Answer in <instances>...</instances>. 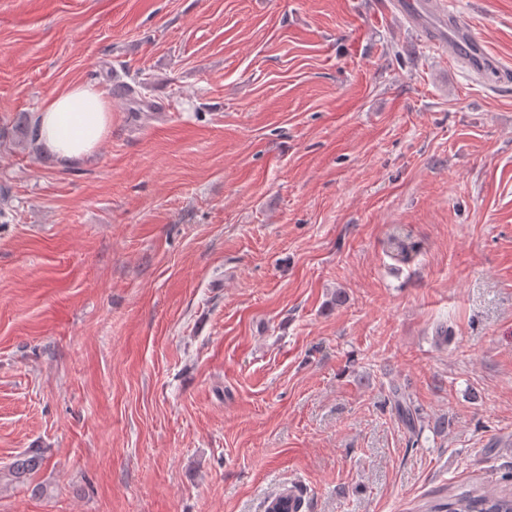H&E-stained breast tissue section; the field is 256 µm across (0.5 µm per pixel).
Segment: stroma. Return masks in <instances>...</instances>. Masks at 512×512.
Listing matches in <instances>:
<instances>
[{"label":"stroma","instance_id":"1","mask_svg":"<svg viewBox=\"0 0 512 512\" xmlns=\"http://www.w3.org/2000/svg\"><path fill=\"white\" fill-rule=\"evenodd\" d=\"M455 14L487 77L394 0H0V512L512 489V0ZM75 84L66 166L18 117ZM111 105L87 85L51 96L36 115L37 143L65 165L93 160L111 128ZM45 460V456L37 450H31L28 453L18 457L10 466L8 475L17 481H23V478L32 470L40 467Z\"/></svg>","mask_w":512,"mask_h":512}]
</instances>
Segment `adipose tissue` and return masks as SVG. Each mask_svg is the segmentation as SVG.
I'll list each match as a JSON object with an SVG mask.
<instances>
[{"instance_id":"ef3b65f1","label":"adipose tissue","mask_w":512,"mask_h":512,"mask_svg":"<svg viewBox=\"0 0 512 512\" xmlns=\"http://www.w3.org/2000/svg\"><path fill=\"white\" fill-rule=\"evenodd\" d=\"M111 128V105L87 85L51 96L36 115L37 143L65 165L93 160Z\"/></svg>"}]
</instances>
